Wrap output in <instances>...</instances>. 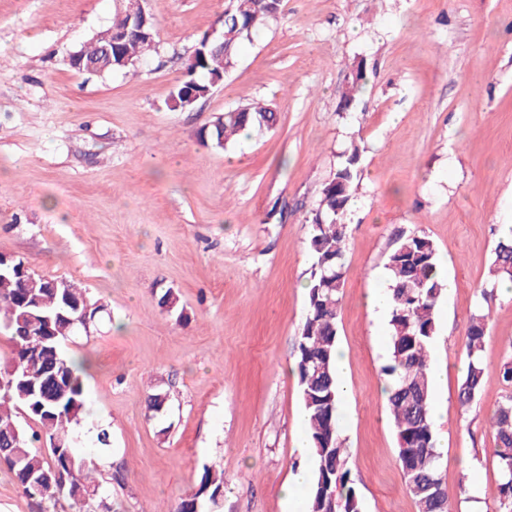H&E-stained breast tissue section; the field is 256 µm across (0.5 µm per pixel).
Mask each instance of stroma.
I'll return each instance as SVG.
<instances>
[{"label":"stroma","mask_w":512,"mask_h":512,"mask_svg":"<svg viewBox=\"0 0 512 512\" xmlns=\"http://www.w3.org/2000/svg\"><path fill=\"white\" fill-rule=\"evenodd\" d=\"M228 0H156L147 59L96 76L66 57L108 26L117 0H0V253L74 281L107 311L64 352L87 361L76 453L112 512H170L203 470H224L213 512H288L280 487L310 465L296 343L312 272L307 219L341 154L361 150L347 214L337 343L352 394L338 418L361 512H416L379 388L399 234L429 237L454 285L437 306L430 364L440 474L455 512H495L489 419L512 361V296L482 303L512 225V0H284L224 81L171 108L185 62L222 34ZM366 82L350 107L351 65ZM261 102L277 126L217 149L201 128ZM179 298L163 307L165 291ZM487 316L479 399L462 409L463 336ZM168 396L147 412V393ZM111 435L102 446L99 429Z\"/></svg>","instance_id":"stroma-1"}]
</instances>
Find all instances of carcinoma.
Wrapping results in <instances>:
<instances>
[{"mask_svg":"<svg viewBox=\"0 0 512 512\" xmlns=\"http://www.w3.org/2000/svg\"><path fill=\"white\" fill-rule=\"evenodd\" d=\"M282 0H229L224 10V48L202 36L198 64L187 65L185 79L171 92L173 107H189V92L207 95L212 81L234 66L243 44L269 21L278 18ZM125 9L111 24L81 47L93 64L91 73L107 74L121 66L105 63L104 51L115 44L120 55L137 62L155 50L156 15L148 16L145 34L124 36ZM351 87L343 93L344 106L355 101L366 69L358 62L351 69ZM278 122L275 109L259 103L224 113V121L199 132L205 145L224 148L243 132H263ZM360 150L352 146L322 190L312 211V233L308 249L313 258L307 284V313L296 346V368L304 402L311 443V486L308 512H361L350 479L348 448L337 427L339 389L334 370L337 347V312L342 298L345 264L346 223L355 189L361 178ZM386 268L390 285V362L384 374L391 385L388 397L399 443L398 465L417 512H452V498L440 476V456L431 419L429 357L437 332L436 309L446 282L438 252L425 235L399 239L389 254ZM36 286L24 288L11 277L0 279V331L13 342V355L0 370V462L13 473L16 483L29 496L55 505L70 501L71 512H111L102 494L94 468L78 457L71 434L80 424L84 408L81 374L84 365L62 351V342L84 330L80 320L85 304L103 306L90 299L74 283L56 291L44 287L45 277L34 275ZM512 281V227L501 232L494 249L482 301L494 295L497 285ZM486 317L472 316L463 337L465 374L458 388L461 407L471 406L482 390L487 367L482 357ZM25 413L40 425L49 448L38 451L18 414ZM496 441V468L500 501L496 512H512V390L498 402L490 419ZM224 497V472L204 468L200 487L181 499L171 512H206Z\"/></svg>","mask_w":512,"mask_h":512,"instance_id":"1","label":"carcinoma"}]
</instances>
